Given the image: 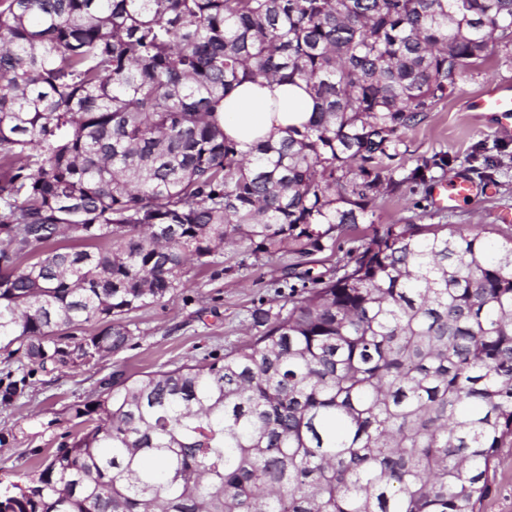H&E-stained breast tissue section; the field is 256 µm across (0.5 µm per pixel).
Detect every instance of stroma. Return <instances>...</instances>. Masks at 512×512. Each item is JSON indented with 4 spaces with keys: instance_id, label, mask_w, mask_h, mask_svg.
Returning a JSON list of instances; mask_svg holds the SVG:
<instances>
[{
    "instance_id": "obj_1",
    "label": "stroma",
    "mask_w": 512,
    "mask_h": 512,
    "mask_svg": "<svg viewBox=\"0 0 512 512\" xmlns=\"http://www.w3.org/2000/svg\"><path fill=\"white\" fill-rule=\"evenodd\" d=\"M495 86L512 87V46L500 38L486 59L462 73L454 96L404 133L406 153L388 163L404 185L379 196L365 222L338 232L331 247L304 258L286 250L225 248L218 265L190 270L174 295L128 314L131 340L123 351L81 368L44 372L0 351V382H25L10 402L0 401V479L24 484L35 477L46 456L78 430L75 407L95 399L113 374L138 377L234 350L255 334L254 308H279L305 296L316 281L341 276L391 226L444 224L498 243L511 240L512 135L502 134L499 114L466 108L469 98ZM439 152L448 156L446 179L471 180L484 194L448 210L435 205L429 185L406 181L419 160ZM494 466L480 512H512V437Z\"/></svg>"
}]
</instances>
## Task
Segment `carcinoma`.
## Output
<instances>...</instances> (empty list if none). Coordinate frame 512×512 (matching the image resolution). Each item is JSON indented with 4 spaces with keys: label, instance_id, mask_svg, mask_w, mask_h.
<instances>
[{
    "label": "carcinoma",
    "instance_id": "cac0c4a2",
    "mask_svg": "<svg viewBox=\"0 0 512 512\" xmlns=\"http://www.w3.org/2000/svg\"><path fill=\"white\" fill-rule=\"evenodd\" d=\"M497 33L512 0H0V350L88 365L224 247L303 257L433 181L444 153L384 160ZM261 80L312 116L242 151L220 112ZM251 319L112 375L0 512H479L512 436V242L391 227Z\"/></svg>",
    "mask_w": 512,
    "mask_h": 512
}]
</instances>
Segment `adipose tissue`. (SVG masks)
Wrapping results in <instances>:
<instances>
[{"instance_id":"obj_1","label":"adipose tissue","mask_w":512,"mask_h":512,"mask_svg":"<svg viewBox=\"0 0 512 512\" xmlns=\"http://www.w3.org/2000/svg\"><path fill=\"white\" fill-rule=\"evenodd\" d=\"M310 111V103L297 87L275 82L262 86L246 83L224 100V133L246 151L306 121Z\"/></svg>"}]
</instances>
